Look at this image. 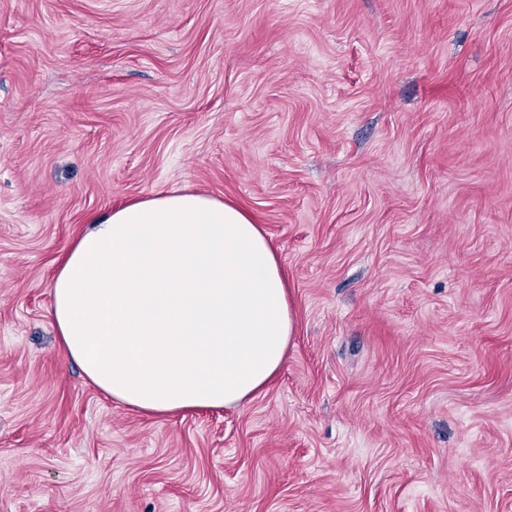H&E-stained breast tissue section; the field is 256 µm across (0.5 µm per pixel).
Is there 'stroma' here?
Returning <instances> with one entry per match:
<instances>
[{
  "instance_id": "stroma-1",
  "label": "stroma",
  "mask_w": 512,
  "mask_h": 512,
  "mask_svg": "<svg viewBox=\"0 0 512 512\" xmlns=\"http://www.w3.org/2000/svg\"><path fill=\"white\" fill-rule=\"evenodd\" d=\"M174 189L254 214L295 334L161 418L48 310ZM0 512H512V0H0Z\"/></svg>"
}]
</instances>
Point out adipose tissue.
Masks as SVG:
<instances>
[{"mask_svg":"<svg viewBox=\"0 0 512 512\" xmlns=\"http://www.w3.org/2000/svg\"><path fill=\"white\" fill-rule=\"evenodd\" d=\"M66 354L118 405L158 416L238 406L294 333L280 259L241 207L171 191L113 207L51 283Z\"/></svg>","mask_w":512,"mask_h":512,"instance_id":"ef3b65f1","label":"adipose tissue"}]
</instances>
